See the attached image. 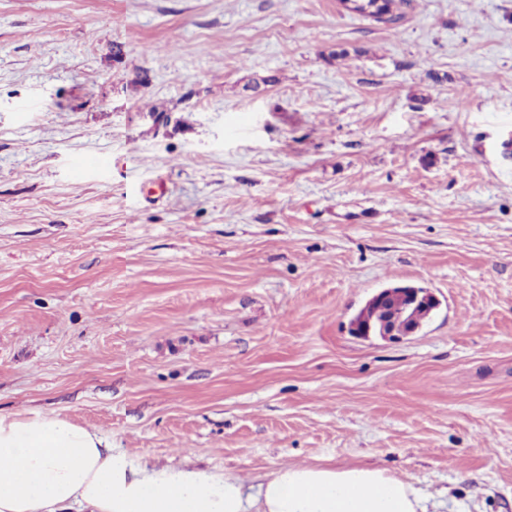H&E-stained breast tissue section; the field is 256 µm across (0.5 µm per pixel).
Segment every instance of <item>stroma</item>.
I'll return each mask as SVG.
<instances>
[{"mask_svg": "<svg viewBox=\"0 0 512 512\" xmlns=\"http://www.w3.org/2000/svg\"><path fill=\"white\" fill-rule=\"evenodd\" d=\"M511 138L512 0H0V409L512 512ZM415 318L416 314L410 317L404 325L399 326L393 318H391L388 314H385L375 323L374 326H372L370 322L369 328L366 331L367 336L362 337L371 336L372 331L374 336H380L381 338H394L414 333L422 325L421 321H419L418 324L415 323V321H413Z\"/></svg>", "mask_w": 512, "mask_h": 512, "instance_id": "35a3bbf8", "label": "stroma"}]
</instances>
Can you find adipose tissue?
Masks as SVG:
<instances>
[{"mask_svg":"<svg viewBox=\"0 0 512 512\" xmlns=\"http://www.w3.org/2000/svg\"><path fill=\"white\" fill-rule=\"evenodd\" d=\"M414 483L373 466L232 474L130 460L100 430L0 411V512H428Z\"/></svg>","mask_w":512,"mask_h":512,"instance_id":"obj_1","label":"adipose tissue"}]
</instances>
